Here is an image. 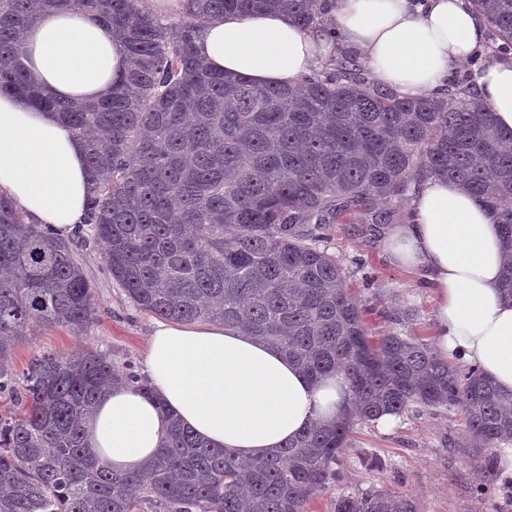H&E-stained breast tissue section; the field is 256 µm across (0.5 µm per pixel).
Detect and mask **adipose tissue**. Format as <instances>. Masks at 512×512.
<instances>
[{
    "mask_svg": "<svg viewBox=\"0 0 512 512\" xmlns=\"http://www.w3.org/2000/svg\"><path fill=\"white\" fill-rule=\"evenodd\" d=\"M329 16L333 40L283 12L211 19L195 51L225 74L295 85L336 48H348L380 84L424 98L484 48L489 32L487 18L464 0H331ZM25 47L29 77L51 99L102 98L128 67L111 29L74 10L41 12ZM471 81L497 126L512 131V59L487 57ZM91 188L82 140L52 112L0 93V193L26 222L68 236L84 220ZM411 204L413 220L388 225L381 243L393 265L434 289V350L477 365L512 393V298L498 288L504 246L495 215L437 175L421 179ZM146 371L154 396L106 390L84 427L86 448L117 472L157 455L172 414L202 441L248 461L280 453L350 402L344 373L310 380L280 349L210 322L157 323Z\"/></svg>",
    "mask_w": 512,
    "mask_h": 512,
    "instance_id": "ef3b65f1",
    "label": "adipose tissue"
}]
</instances>
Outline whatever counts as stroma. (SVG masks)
I'll list each match as a JSON object with an SVG mask.
<instances>
[{
    "label": "stroma",
    "mask_w": 512,
    "mask_h": 512,
    "mask_svg": "<svg viewBox=\"0 0 512 512\" xmlns=\"http://www.w3.org/2000/svg\"><path fill=\"white\" fill-rule=\"evenodd\" d=\"M383 228L371 224H334L327 248L346 273L347 286L364 311L369 335L392 331L407 304L417 315L405 328L424 342L434 331V292L420 276L392 265L381 247ZM78 260L91 281L99 309L96 324L78 337L63 326H45L14 351L17 373L27 372L46 352L84 346L103 354L116 368L144 371L148 338L156 317L137 310L110 275L103 249L80 247ZM474 442L460 408L410 407L387 424H355L341 455L338 477L310 500L308 512H334L338 497L366 489L398 492L415 500L418 512H512V460L498 459L496 493L481 496L485 473L472 454Z\"/></svg>",
    "instance_id": "stroma-1"
}]
</instances>
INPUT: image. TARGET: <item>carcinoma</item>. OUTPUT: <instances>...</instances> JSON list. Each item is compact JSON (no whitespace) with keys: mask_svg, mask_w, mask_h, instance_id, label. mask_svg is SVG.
I'll use <instances>...</instances> for the list:
<instances>
[{"mask_svg":"<svg viewBox=\"0 0 512 512\" xmlns=\"http://www.w3.org/2000/svg\"><path fill=\"white\" fill-rule=\"evenodd\" d=\"M488 18L487 52L512 53V0H469ZM74 8L126 47L121 89L95 101L43 97L22 62L42 8ZM329 0H190L180 20L143 0H0V92L54 112L83 140L95 189L84 227L62 238L27 224L0 194V512H306L336 481L353 427L409 406H459L483 447L512 441V394L478 369L459 371L401 329L368 335L344 269L322 248L331 224H389L429 175H444L494 212L505 242L500 290L512 296V133L457 81L407 98L372 79L352 52L296 86L227 77L193 51L203 23L282 9L302 29L326 25ZM104 247L139 310L184 324L222 322L285 352L311 380L345 373L351 405L271 458L240 461L170 419L141 469L117 473L92 456L83 427L102 391L149 379L86 348L46 353L22 379L15 348L40 326L78 335L98 321L76 247ZM335 512H417L399 493L336 500Z\"/></svg>","mask_w":512,"mask_h":512,"instance_id":"1","label":"carcinoma"}]
</instances>
